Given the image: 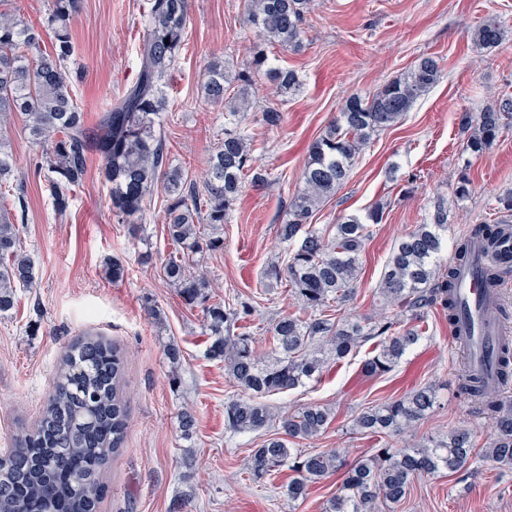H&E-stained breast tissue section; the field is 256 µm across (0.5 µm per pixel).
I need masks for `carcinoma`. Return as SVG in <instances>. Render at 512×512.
I'll use <instances>...</instances> for the list:
<instances>
[{"mask_svg": "<svg viewBox=\"0 0 512 512\" xmlns=\"http://www.w3.org/2000/svg\"><path fill=\"white\" fill-rule=\"evenodd\" d=\"M312 2L248 0L245 20L262 33L264 44L298 47ZM7 5L8 0H0V313L15 308L16 288H30L36 280L9 208L20 195L3 127L18 114L39 154V167L49 173L48 190L57 214L69 209L90 151L103 160L112 211L133 223L134 232L142 230L146 200L154 187L162 186L169 195L167 230L175 252L162 261L163 276L185 305L202 309L213 336L210 355L224 362L228 377L248 394L224 406L225 429L233 434L276 429L253 451L252 479L288 468L286 495L296 502L307 497L310 484L336 472L341 482L325 512H378L407 499L420 476L467 469L474 441L464 428L405 448L394 444V434L414 427L435 408L437 394L430 385L355 417L352 430L377 438L379 448L350 464L335 451L305 454L294 448L301 440L322 435L334 419L331 409L308 404L279 414L261 401L318 378L326 349L340 361L374 341L372 355L361 370L369 377L385 375L419 340V322L428 310L439 306L448 311V318L455 316L453 270L440 260L448 230L444 200L436 202L429 220L415 225L391 250L377 289L383 301L396 308V317L390 320L351 321L340 314L360 274L369 225L380 223L382 207L373 206L361 218H343L330 239L312 224L314 211L348 180L362 146L398 123L416 99L439 81L438 62L423 57L408 74L375 93L349 97L339 117L312 145L303 186L276 228L278 239L288 247V259L271 262L264 270L265 281L289 288L302 313L272 319L267 353L258 351L244 327L252 307L246 302L213 301L210 279L195 266L203 252L224 243V223L252 174V139L239 129L252 109V74L264 72L282 98L299 90L297 74L270 67L261 46L232 78L224 62L208 65L205 94L224 106L226 128L199 186L184 178L181 167L169 163L164 140L157 134L164 121L163 87L184 48L188 0H150L139 27L136 81L94 126L89 125L70 79L74 55L70 29L78 0H49L47 26L53 32L49 49L44 47L43 30L26 24ZM504 34L501 22L489 18L470 38L479 48L492 49L503 42ZM461 124L467 133L466 150L482 155L512 124V96L498 98L475 117L463 114ZM493 210L494 223L477 224L460 238L458 258L471 252L474 241L487 250L496 248L503 226L512 224V190L495 198ZM122 376L119 351L102 339L89 335L68 349L36 427L17 431L0 463V512H95L105 492L103 471L122 448L126 422ZM500 376L506 383L512 380L508 340L500 358ZM462 393L494 419L485 457L512 467V400L501 399L497 388L476 378H463ZM195 430L194 413L183 409L181 437L189 439Z\"/></svg>", "mask_w": 512, "mask_h": 512, "instance_id": "carcinoma-1", "label": "carcinoma"}]
</instances>
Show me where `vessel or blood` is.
<instances>
[{"label":"vessel or blood","instance_id":"1","mask_svg":"<svg viewBox=\"0 0 512 512\" xmlns=\"http://www.w3.org/2000/svg\"><path fill=\"white\" fill-rule=\"evenodd\" d=\"M485 256L481 248H474L468 262L454 263L456 296L460 311L450 327L453 343H464V365L491 385H499V356L504 336L512 334L493 314L500 297L483 286L482 272Z\"/></svg>","mask_w":512,"mask_h":512}]
</instances>
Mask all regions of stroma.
<instances>
[{
	"label": "stroma",
	"mask_w": 512,
	"mask_h": 512,
	"mask_svg": "<svg viewBox=\"0 0 512 512\" xmlns=\"http://www.w3.org/2000/svg\"><path fill=\"white\" fill-rule=\"evenodd\" d=\"M245 5L246 0H189L184 49L164 89L168 158L197 182L224 136L222 108L208 105L202 95L204 69L220 56L230 71H239L261 42L243 21ZM147 7V0H81L71 24L78 73L73 85L88 121L135 81L139 19ZM491 17L501 21L506 37L497 48H477L468 34ZM267 54L270 65L293 70L301 87L282 101L270 95L264 77L253 78L246 129L257 139L253 167L267 180L247 184L224 226L223 246L200 258L218 286L217 298L253 306L249 325L261 347L272 318L299 310L284 286L263 284L262 272L285 254L276 226L301 185L309 145L349 96L377 91L420 57L438 60V83L398 124L363 147L350 179L312 218L327 233L339 217L363 215L377 203L383 207L381 223L370 227L354 297L343 313L393 316L377 293L382 270L395 240L423 223L437 198L448 201V238L492 223L496 195L512 189V126L489 151L474 156L463 149L459 120L462 112H480L497 96L512 94V0H315L302 48L271 47ZM269 106L284 115L273 129L261 122ZM8 138L26 205L18 228L36 283L18 289L16 308L0 316V449L10 446L18 426L37 423L66 349L84 334H97L124 357L128 409L124 443L103 474L106 492L97 512H322L336 492L335 478L313 484L304 502H291L284 492L287 473L257 483L248 472L262 433L224 428V406L242 392L223 363L207 355L210 334L201 309L185 306L162 275L160 260L172 249L163 191L154 190L143 229L132 235L109 207L103 162L93 153L67 213L57 215L20 120L11 121ZM463 173L473 192L459 201L452 189ZM112 258L128 267L124 280L106 275ZM150 303L161 310L162 324L148 317ZM171 343L183 354L176 372L165 356ZM368 353L364 347L343 361H328L319 380L271 396L283 412L312 402L333 409V422L318 438L302 442V449H334L350 462L370 455L376 442L353 432V419L432 384L438 389L434 413L398 436L397 444L463 426L472 432L476 451L469 471L416 479L395 512H512V470L482 454L493 424L458 390L464 364L448 339L446 312L428 311L417 344L389 374L363 376ZM186 406L197 418L188 440L181 438L177 419Z\"/></svg>",
	"instance_id": "stroma-1"
}]
</instances>
